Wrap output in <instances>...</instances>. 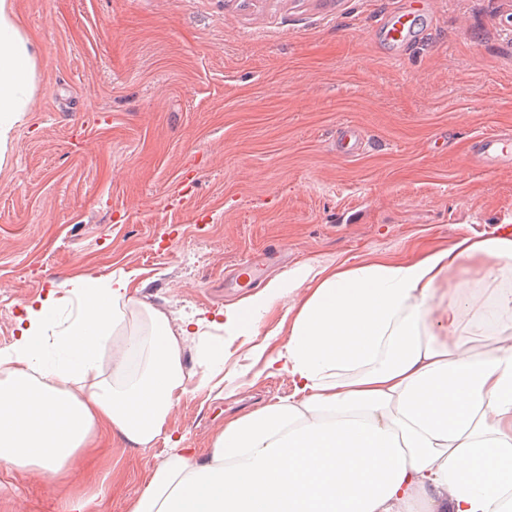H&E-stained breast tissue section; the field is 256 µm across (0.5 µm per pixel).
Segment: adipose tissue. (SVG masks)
<instances>
[{
  "label": "adipose tissue",
  "instance_id": "adipose-tissue-1",
  "mask_svg": "<svg viewBox=\"0 0 512 512\" xmlns=\"http://www.w3.org/2000/svg\"><path fill=\"white\" fill-rule=\"evenodd\" d=\"M35 77L34 45L0 0V155ZM476 259L484 290L441 292ZM65 286L73 318L59 325L62 300L48 292L0 352L1 463L59 478L98 433L151 447L194 392L182 364L190 338L224 332L201 362L223 390L234 340L257 335L284 300L247 356L290 376L293 392L225 421L204 461L171 445L128 512H512V229L397 261L306 263L215 315L177 319L146 304L145 334L114 348L131 275Z\"/></svg>",
  "mask_w": 512,
  "mask_h": 512
}]
</instances>
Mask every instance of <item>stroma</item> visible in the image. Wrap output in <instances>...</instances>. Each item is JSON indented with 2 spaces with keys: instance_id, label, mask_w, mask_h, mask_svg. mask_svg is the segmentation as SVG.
<instances>
[{
  "instance_id": "1",
  "label": "stroma",
  "mask_w": 512,
  "mask_h": 512,
  "mask_svg": "<svg viewBox=\"0 0 512 512\" xmlns=\"http://www.w3.org/2000/svg\"><path fill=\"white\" fill-rule=\"evenodd\" d=\"M36 44V88L0 158V350L24 304L76 276L132 273L133 298L172 317L254 294L225 285L270 248L311 260H398L512 220V163H475V137L512 126V0H11ZM418 7L423 40L381 41ZM360 127L355 158L336 130ZM169 435L203 459L227 418L288 394L243 352L245 385L203 386ZM164 441L97 439L66 490L128 512ZM65 490V491H66ZM63 493V492H62ZM47 475L0 464V512H64Z\"/></svg>"
}]
</instances>
